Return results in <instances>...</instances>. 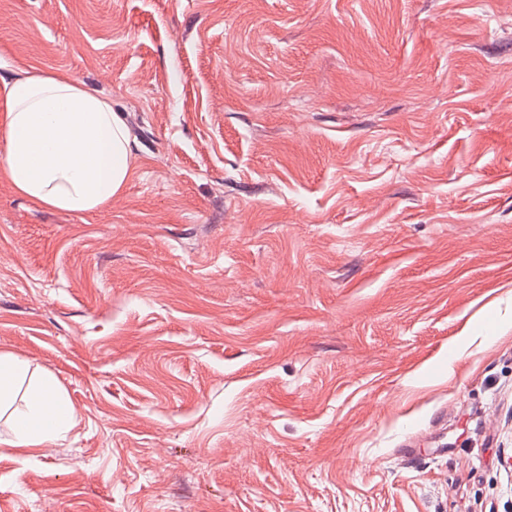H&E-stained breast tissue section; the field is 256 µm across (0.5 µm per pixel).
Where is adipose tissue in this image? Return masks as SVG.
Listing matches in <instances>:
<instances>
[{
  "instance_id": "adipose-tissue-1",
  "label": "adipose tissue",
  "mask_w": 512,
  "mask_h": 512,
  "mask_svg": "<svg viewBox=\"0 0 512 512\" xmlns=\"http://www.w3.org/2000/svg\"><path fill=\"white\" fill-rule=\"evenodd\" d=\"M135 154L125 123L107 98L51 74L0 83V161L31 203L86 213L111 202L127 184ZM25 361L0 354V408L11 411L9 448L48 447L73 419L53 380L13 406Z\"/></svg>"
}]
</instances>
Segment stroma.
I'll return each mask as SVG.
<instances>
[{
  "mask_svg": "<svg viewBox=\"0 0 512 512\" xmlns=\"http://www.w3.org/2000/svg\"><path fill=\"white\" fill-rule=\"evenodd\" d=\"M134 172L0 171V353L73 422L0 512H512V0H0V80ZM0 99L4 172L21 196L86 213L124 189L135 154L110 100L52 74L3 80Z\"/></svg>",
  "mask_w": 512,
  "mask_h": 512,
  "instance_id": "1",
  "label": "stroma"
}]
</instances>
